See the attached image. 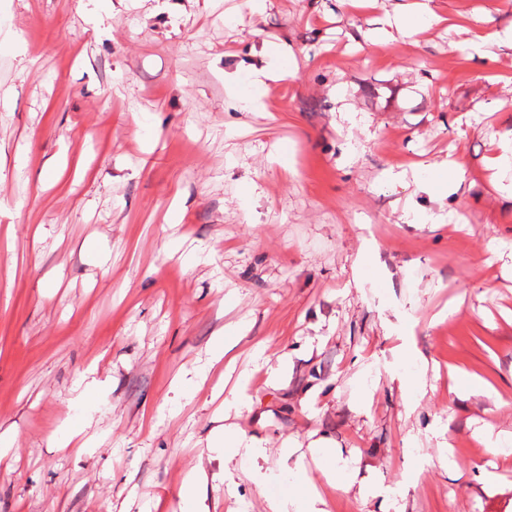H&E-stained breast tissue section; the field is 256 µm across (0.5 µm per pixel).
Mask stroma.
<instances>
[{
    "instance_id": "obj_1",
    "label": "stroma",
    "mask_w": 512,
    "mask_h": 512,
    "mask_svg": "<svg viewBox=\"0 0 512 512\" xmlns=\"http://www.w3.org/2000/svg\"><path fill=\"white\" fill-rule=\"evenodd\" d=\"M402 2L0 0V512H184L185 474L223 468L205 450L219 382L299 506L317 487L329 512H512V200L486 169L512 55L477 42L512 5L435 0L443 27L356 45ZM282 43L296 70L240 111L225 74ZM449 157L463 192L433 169ZM240 323L234 371L207 369ZM452 365L500 403L449 393ZM89 373L103 386L76 435ZM178 378L193 401L172 402ZM319 437L374 496L326 485ZM234 482L208 486L210 512H266L249 469Z\"/></svg>"
}]
</instances>
